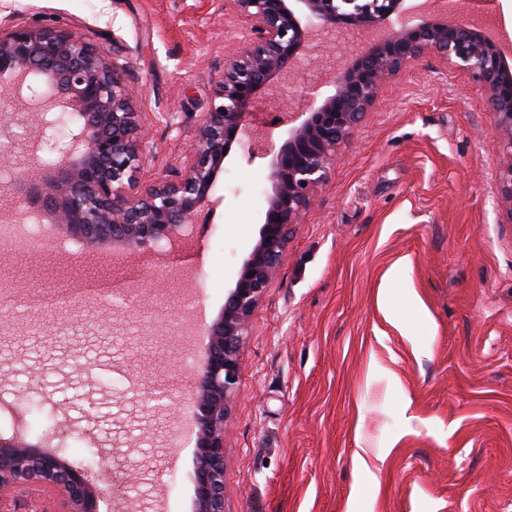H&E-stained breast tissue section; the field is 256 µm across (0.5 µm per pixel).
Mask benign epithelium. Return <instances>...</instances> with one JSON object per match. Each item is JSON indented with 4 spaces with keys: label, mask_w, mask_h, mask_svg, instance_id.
Masks as SVG:
<instances>
[{
    "label": "benign epithelium",
    "mask_w": 512,
    "mask_h": 512,
    "mask_svg": "<svg viewBox=\"0 0 512 512\" xmlns=\"http://www.w3.org/2000/svg\"><path fill=\"white\" fill-rule=\"evenodd\" d=\"M248 20L243 48L225 60L213 104L202 113L178 179L138 181L144 164L141 126L130 111L133 90L117 66L86 37L51 28L0 29V74L15 80L22 104L0 114V145L11 151L21 133L33 137L36 164L0 189L26 191L38 206L24 220L46 216L66 235L92 248L126 251L182 240L183 227L210 205L211 190L234 145L250 143L248 156L263 152L254 125L258 95L296 77L304 55L324 46L338 28L362 32L366 41L348 53L333 76L335 92L309 94L308 108L284 112L292 127L269 161L258 239L244 259L224 307L205 328L207 343L193 391L191 420L196 453L191 481L194 512H224V423L242 370V348L252 315L286 254L291 227L313 203L337 150L354 134L380 89L405 67L428 55L440 58L485 90L496 142L506 150L497 198L512 222V46L486 22H448L408 0H225ZM414 12L420 20L395 27L391 18ZM54 99L59 113L42 105ZM69 124L68 147L57 160L55 127ZM43 495L51 512H99L102 491L86 471L59 453L13 435L0 436V502L21 494Z\"/></svg>",
    "instance_id": "7a95c632"
}]
</instances>
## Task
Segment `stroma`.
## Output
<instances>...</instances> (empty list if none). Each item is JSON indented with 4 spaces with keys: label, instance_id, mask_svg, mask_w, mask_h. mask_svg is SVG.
<instances>
[{
    "label": "stroma",
    "instance_id": "stroma-1",
    "mask_svg": "<svg viewBox=\"0 0 512 512\" xmlns=\"http://www.w3.org/2000/svg\"><path fill=\"white\" fill-rule=\"evenodd\" d=\"M512 43V0H474ZM248 22L224 0H0V27L89 35L145 130L146 181L183 165ZM357 31L252 110L270 146ZM485 91L441 59L379 92L336 153L256 309L224 425V512H512V223ZM268 161L235 149L186 245L84 248L47 223L0 250V435L61 446L99 512H192L185 412L206 338L255 244ZM65 318H57L55 307ZM71 427L62 442L52 432Z\"/></svg>",
    "mask_w": 512,
    "mask_h": 512
}]
</instances>
